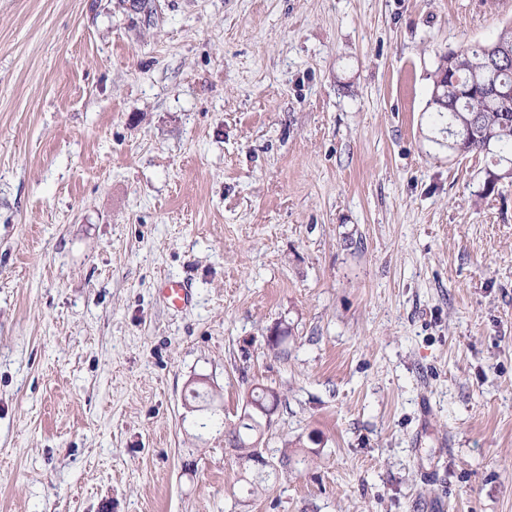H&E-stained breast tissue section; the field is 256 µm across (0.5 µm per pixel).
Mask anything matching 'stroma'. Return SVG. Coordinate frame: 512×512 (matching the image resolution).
<instances>
[{
	"label": "stroma",
	"mask_w": 512,
	"mask_h": 512,
	"mask_svg": "<svg viewBox=\"0 0 512 512\" xmlns=\"http://www.w3.org/2000/svg\"><path fill=\"white\" fill-rule=\"evenodd\" d=\"M509 23L0 0V512H512V181L429 119ZM256 386L258 494L224 443ZM160 288L168 306L181 308L189 303V290L184 281L166 278L161 282Z\"/></svg>",
	"instance_id": "stroma-1"
}]
</instances>
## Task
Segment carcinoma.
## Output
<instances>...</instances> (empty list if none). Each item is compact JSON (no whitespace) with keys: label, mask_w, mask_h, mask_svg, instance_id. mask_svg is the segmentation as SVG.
Here are the masks:
<instances>
[{"label":"carcinoma","mask_w":512,"mask_h":512,"mask_svg":"<svg viewBox=\"0 0 512 512\" xmlns=\"http://www.w3.org/2000/svg\"><path fill=\"white\" fill-rule=\"evenodd\" d=\"M502 44L512 47V27H503L497 37L485 43L466 45L459 49L448 76V100L454 102L452 112H434L430 118L435 124L448 125V139L463 143L465 153L484 154L490 158L486 176L499 177L512 168V103L503 104L482 95L459 96L457 89L469 85H507L512 87V60L494 71L482 67L487 49ZM253 402L271 411L277 407L278 396L255 387L249 393ZM261 425L256 419L240 420L227 430V443L239 451L250 444Z\"/></svg>","instance_id":"carcinoma-1"}]
</instances>
